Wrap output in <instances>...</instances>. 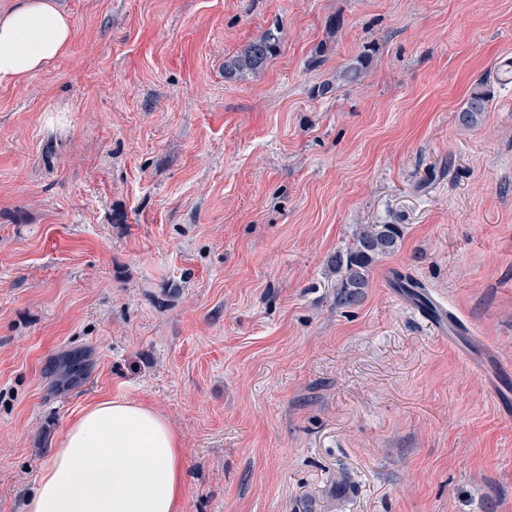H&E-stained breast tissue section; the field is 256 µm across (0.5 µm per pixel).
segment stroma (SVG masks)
I'll list each match as a JSON object with an SVG mask.
<instances>
[{"instance_id": "stroma-1", "label": "stroma", "mask_w": 512, "mask_h": 512, "mask_svg": "<svg viewBox=\"0 0 512 512\" xmlns=\"http://www.w3.org/2000/svg\"><path fill=\"white\" fill-rule=\"evenodd\" d=\"M60 2L67 54L0 86V512L101 398L168 420L183 512H512L481 369L512 365V0ZM384 222L398 250L337 308L329 257ZM278 46V32L274 30H268L259 39L247 43L236 55L225 60V80L242 79L247 74L259 71L276 54ZM487 84L480 82L470 92L461 112V123L464 127H471L477 123L478 116L487 112L491 102V91ZM428 300L430 304L422 307L424 316L430 321H435L442 330H446L449 334V341H454L457 334L463 331L462 325L464 324L460 320L450 318L448 309L444 305L429 298Z\"/></svg>"}]
</instances>
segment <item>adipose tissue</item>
Segmentation results:
<instances>
[{
    "mask_svg": "<svg viewBox=\"0 0 512 512\" xmlns=\"http://www.w3.org/2000/svg\"><path fill=\"white\" fill-rule=\"evenodd\" d=\"M71 15L58 0H17L0 13V84L18 85L68 51ZM184 461L167 419L103 399L67 427L27 512H182Z\"/></svg>",
    "mask_w": 512,
    "mask_h": 512,
    "instance_id": "obj_1",
    "label": "adipose tissue"
}]
</instances>
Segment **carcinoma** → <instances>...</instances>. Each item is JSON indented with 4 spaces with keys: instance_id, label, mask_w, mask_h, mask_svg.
Instances as JSON below:
<instances>
[{
    "instance_id": "obj_1",
    "label": "carcinoma",
    "mask_w": 512,
    "mask_h": 512,
    "mask_svg": "<svg viewBox=\"0 0 512 512\" xmlns=\"http://www.w3.org/2000/svg\"><path fill=\"white\" fill-rule=\"evenodd\" d=\"M279 46L278 32L267 31L259 39L247 43L234 56L224 61V79L238 80L263 68ZM491 91L485 83H478L470 92L461 108V123L471 127L478 116L487 111ZM401 230L397 224H360L356 227L352 242L336 250L328 264L336 275V307L346 309L360 303L364 288L368 286L369 273L380 258L398 249Z\"/></svg>"
}]
</instances>
